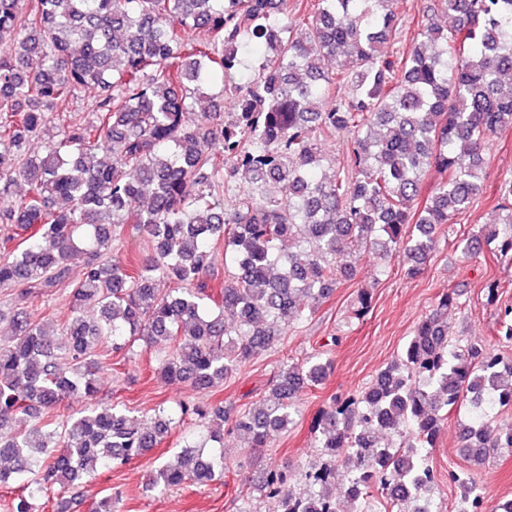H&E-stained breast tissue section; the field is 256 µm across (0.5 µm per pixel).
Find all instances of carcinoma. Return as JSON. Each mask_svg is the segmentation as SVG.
I'll list each match as a JSON object with an SVG mask.
<instances>
[{"mask_svg": "<svg viewBox=\"0 0 512 512\" xmlns=\"http://www.w3.org/2000/svg\"><path fill=\"white\" fill-rule=\"evenodd\" d=\"M438 2L452 24H427L385 56L400 0H0V199L11 200L0 223L15 228L5 242L18 240L0 253L14 303L0 343V488L19 489L10 512H64L93 473L147 455L188 415L217 427L155 467L143 492L223 478L226 432L255 452L288 431L297 394L321 384L330 362L280 363L242 413L176 400L149 424L98 402L97 373L140 342L166 349L163 382L216 388L354 280L364 252H401L412 275L426 264L436 227L480 194L490 138L512 128V0ZM256 49L259 71H242L240 56ZM215 82L210 109L198 107ZM85 88L98 92L93 117H69L43 152L31 150L58 104ZM342 134L346 157L320 175L319 144ZM432 169L446 178L421 204ZM271 182L285 188L276 200L264 196ZM499 198L504 218L464 253L485 245L512 259V178ZM126 224L149 254L111 262ZM221 250L232 263L215 295ZM161 278L174 288H157ZM55 290L68 294L56 331L53 313L29 310ZM371 300L358 289L351 318ZM459 306L456 289L442 292L367 387L318 414L322 462L302 489L288 488L295 474L283 464L258 491L282 512H333L340 465L345 497L375 489L385 512H436L430 451L448 415L469 408L459 448L471 470L512 449V425L498 419L512 408V361L452 341L448 311ZM65 401L80 408L60 423ZM448 481L464 490L465 512H487L470 476L450 470Z\"/></svg>", "mask_w": 512, "mask_h": 512, "instance_id": "cac0c4a2", "label": "carcinoma"}]
</instances>
